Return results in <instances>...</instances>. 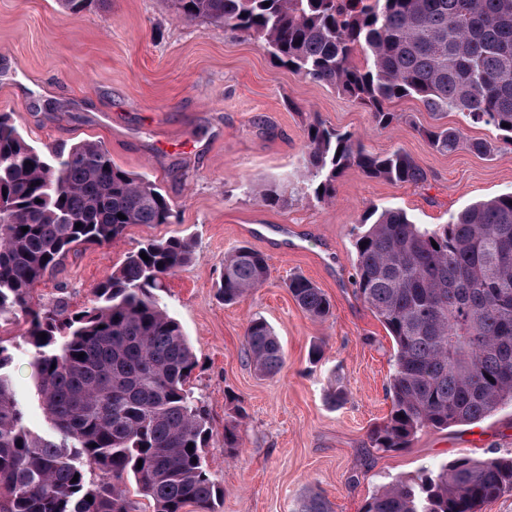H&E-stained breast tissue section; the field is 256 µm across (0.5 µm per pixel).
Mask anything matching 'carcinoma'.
I'll return each mask as SVG.
<instances>
[{"mask_svg":"<svg viewBox=\"0 0 512 512\" xmlns=\"http://www.w3.org/2000/svg\"><path fill=\"white\" fill-rule=\"evenodd\" d=\"M173 3L181 21L203 17L254 36L275 62L372 109L380 130L397 120L387 104L412 97L512 143V0ZM423 134L442 154L497 151L459 126ZM304 138L308 186L319 202L335 198L336 180L351 167L392 184L426 178L407 152L372 153L318 119ZM285 193L280 184L261 189L269 205L284 202ZM172 217L155 183L117 166L103 145L40 149L0 114V324L22 318L27 325L19 345L52 430L39 434L27 422L8 371L12 352L0 340V512H131L122 486L94 480L95 472L130 478L153 512H213L219 490L206 460L209 421L189 387L197 360L161 302L168 279L192 261V241L142 243L94 286L84 310L70 313L61 301L43 311L30 296L79 248L110 244L131 224H169ZM362 224L355 285L395 348L392 407L372 433L375 446L406 448L425 428L474 423L512 405V193L434 228L398 208L374 209ZM268 272L261 252L238 246L224 257L217 293L234 304ZM287 288L312 319L332 315L330 300L306 277L290 278ZM245 347L260 374L283 367L282 346L265 319L249 320ZM507 493L512 456L463 455L394 478L367 499L364 512H478ZM298 512L331 509L309 494Z\"/></svg>","mask_w":512,"mask_h":512,"instance_id":"cac0c4a2","label":"carcinoma"}]
</instances>
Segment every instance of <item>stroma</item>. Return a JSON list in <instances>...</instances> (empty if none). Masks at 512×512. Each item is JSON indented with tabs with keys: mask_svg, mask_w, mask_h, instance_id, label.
<instances>
[{
	"mask_svg": "<svg viewBox=\"0 0 512 512\" xmlns=\"http://www.w3.org/2000/svg\"><path fill=\"white\" fill-rule=\"evenodd\" d=\"M398 121L376 129L370 109L274 62L247 33L200 18H176L172 0H108L79 13L56 0H0V113L34 146L95 141L115 164L156 182L174 206L171 224H133L121 238L69 255L32 291L41 309L89 306L91 290L148 239H192L195 258L169 280L162 302L199 361L190 386L212 428L208 470L224 491L215 512H296L317 493L332 512H363L391 478L467 454L512 453V407L473 425L426 428L408 448L385 451L371 433L387 418L393 342L354 284V238L374 207L405 210L425 227L468 205L512 191V145L494 155L441 154L422 136L464 126L455 112L393 101ZM359 137L368 150L409 153L426 172L419 185L392 184L350 168L336 198L313 199L302 182L311 119ZM283 182L268 206L257 184ZM246 244L268 259L266 283L224 304L214 286L224 257ZM327 295L333 315L311 320L289 294L292 275ZM264 317L285 353L281 371L259 375L245 352L252 317ZM324 355L310 363L312 343ZM30 358L13 353L10 373L30 426H49ZM347 394L332 405L331 389ZM245 416H238V409ZM237 426L239 445H224Z\"/></svg>",
	"mask_w": 512,
	"mask_h": 512,
	"instance_id": "stroma-1",
	"label": "stroma"
}]
</instances>
